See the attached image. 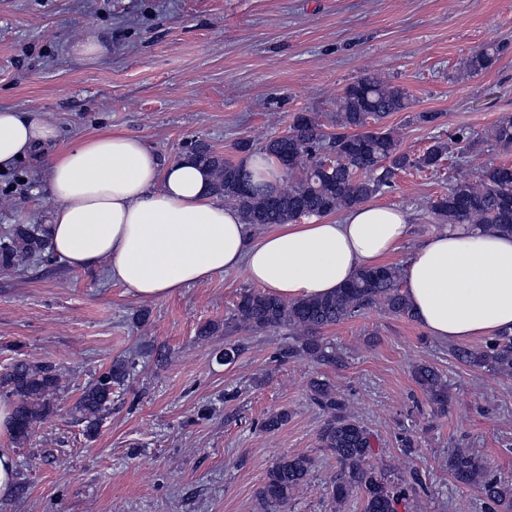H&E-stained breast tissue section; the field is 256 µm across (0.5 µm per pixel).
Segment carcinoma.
<instances>
[{
  "label": "carcinoma",
  "mask_w": 512,
  "mask_h": 512,
  "mask_svg": "<svg viewBox=\"0 0 512 512\" xmlns=\"http://www.w3.org/2000/svg\"><path fill=\"white\" fill-rule=\"evenodd\" d=\"M497 52L495 47L476 51L465 58L463 69L469 75H478L492 65ZM408 106L409 94L403 87L370 75L350 84L339 98L335 133H325L314 112L296 114L289 124L288 138L272 137L259 149L274 157L288 176L274 192L255 185L244 162L224 157L208 143L194 142L185 155L206 173L212 192L237 207L244 223L256 229L292 224L302 213L322 217L359 206L392 188L394 171H433L452 156L451 147L442 140L434 141L419 155L402 148L395 132L383 122ZM483 141L511 149L512 120L496 124ZM326 149L336 154L335 164L328 167L321 158ZM432 211L444 226L466 225L473 231L492 227L512 234V165L492 163L473 178L458 175L448 193L433 202ZM48 250L44 229L36 224H18L0 242V267H18ZM373 306H381L397 317L414 318L401 288L399 267L364 269L350 284L316 298L284 301L265 292L246 290L229 320L234 327L251 331L288 328L301 332L300 345L279 350L282 362L303 353L320 364H333L336 357L320 343L319 333ZM454 356L473 367L512 375V333L503 331L481 350L457 348ZM129 371V361L117 359L83 388L75 414L85 424L87 434L97 430L112 406V387L123 382ZM414 377L434 401L446 405L447 387L433 368L419 366ZM61 381L62 374L54 366L24 361L0 374V389L15 398L16 441L27 439L33 427L53 413ZM309 396L326 414L320 440L336 458V476L328 488L333 503H342L358 491L363 512H397L400 503L426 492V482L416 471L408 481L394 483L368 465L373 454L372 435L350 415L346 401L336 395L328 381H311ZM312 469L313 460L306 454L280 457L268 470L260 497L288 509ZM448 471L456 482L477 490L485 512L512 508V483L485 473L469 450L455 449L448 456Z\"/></svg>",
  "instance_id": "carcinoma-1"
}]
</instances>
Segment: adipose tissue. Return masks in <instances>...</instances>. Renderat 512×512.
<instances>
[{
    "mask_svg": "<svg viewBox=\"0 0 512 512\" xmlns=\"http://www.w3.org/2000/svg\"><path fill=\"white\" fill-rule=\"evenodd\" d=\"M56 136L44 113L0 108V171ZM47 167L53 254L75 271L104 269L145 300L236 270L284 300L329 295L383 264L410 227L403 210L363 204L338 220L281 224L259 236L187 157L161 161L120 131L89 135ZM403 280L419 324L437 340L512 329V234L444 227L414 250Z\"/></svg>",
    "mask_w": 512,
    "mask_h": 512,
    "instance_id": "1",
    "label": "adipose tissue"
}]
</instances>
